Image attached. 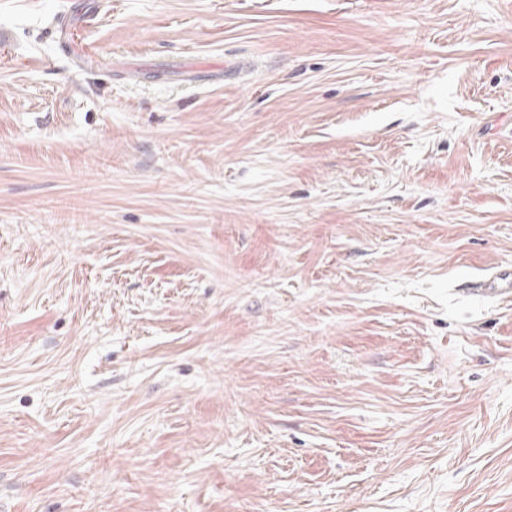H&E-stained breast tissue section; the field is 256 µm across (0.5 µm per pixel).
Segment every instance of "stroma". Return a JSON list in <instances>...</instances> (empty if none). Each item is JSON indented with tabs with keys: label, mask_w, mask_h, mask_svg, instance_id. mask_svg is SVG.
<instances>
[{
	"label": "stroma",
	"mask_w": 512,
	"mask_h": 512,
	"mask_svg": "<svg viewBox=\"0 0 512 512\" xmlns=\"http://www.w3.org/2000/svg\"><path fill=\"white\" fill-rule=\"evenodd\" d=\"M0 31V512H512V0ZM512 270H501L494 278L475 282L472 291L484 295L512 294Z\"/></svg>",
	"instance_id": "1"
}]
</instances>
